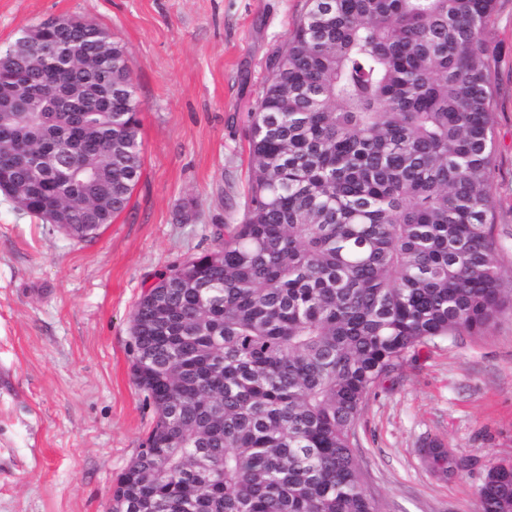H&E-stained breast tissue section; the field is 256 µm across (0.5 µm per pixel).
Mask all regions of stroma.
Listing matches in <instances>:
<instances>
[{"label": "stroma", "instance_id": "1", "mask_svg": "<svg viewBox=\"0 0 512 512\" xmlns=\"http://www.w3.org/2000/svg\"><path fill=\"white\" fill-rule=\"evenodd\" d=\"M306 0H0V47L43 20L77 16L126 49L142 104V175L91 239L64 234L0 194V512H108L118 476L157 419L133 379L131 315L158 274L240 223L247 114L267 60ZM488 54L496 154L495 237L512 282V0H496ZM189 221H182L181 211ZM437 440L452 478L420 455ZM352 443L380 512H479L491 464L512 458V309L484 333L408 352L368 394ZM435 444L438 446H434ZM426 447L429 448L426 461L435 473L444 475L445 477H452L464 467L463 458L453 452L448 453V451L451 452L449 448L448 450H444L435 441L429 442Z\"/></svg>", "mask_w": 512, "mask_h": 512}]
</instances>
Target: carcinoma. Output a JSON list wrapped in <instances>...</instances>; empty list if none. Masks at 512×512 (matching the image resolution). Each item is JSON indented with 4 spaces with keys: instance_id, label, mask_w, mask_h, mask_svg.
<instances>
[{
    "instance_id": "carcinoma-1",
    "label": "carcinoma",
    "mask_w": 512,
    "mask_h": 512,
    "mask_svg": "<svg viewBox=\"0 0 512 512\" xmlns=\"http://www.w3.org/2000/svg\"><path fill=\"white\" fill-rule=\"evenodd\" d=\"M495 0H307L249 112L240 224L157 276L132 314L135 384L157 420L110 512H379L351 437L410 351L487 330L512 306L498 269L488 24ZM105 29L42 32L3 57L0 171L24 212L79 239L126 209L142 174L128 53ZM60 83L79 122L43 94ZM446 477L463 458L428 443ZM480 512H512V463Z\"/></svg>"
}]
</instances>
